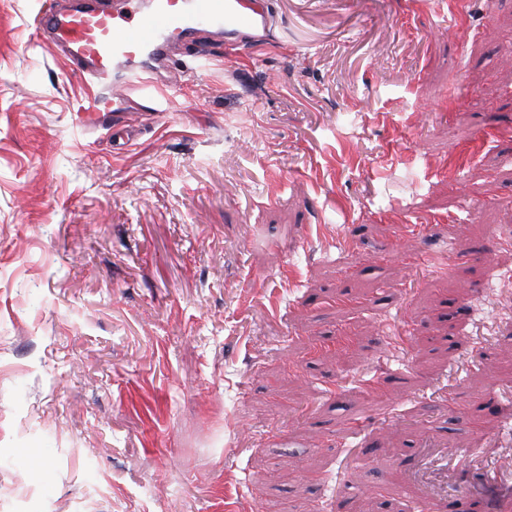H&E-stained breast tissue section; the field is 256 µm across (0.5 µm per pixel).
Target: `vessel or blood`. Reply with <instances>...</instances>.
Returning a JSON list of instances; mask_svg holds the SVG:
<instances>
[{"label": "vessel or blood", "instance_id": "vessel-or-blood-1", "mask_svg": "<svg viewBox=\"0 0 512 512\" xmlns=\"http://www.w3.org/2000/svg\"><path fill=\"white\" fill-rule=\"evenodd\" d=\"M269 22L245 0H45L34 36L70 60L86 87L77 122L96 126L103 114L139 110L133 90L158 91L175 42L204 30L225 44L244 31L268 30ZM483 481L484 512H512V458H499Z\"/></svg>", "mask_w": 512, "mask_h": 512}]
</instances>
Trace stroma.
<instances>
[{"mask_svg":"<svg viewBox=\"0 0 512 512\" xmlns=\"http://www.w3.org/2000/svg\"><path fill=\"white\" fill-rule=\"evenodd\" d=\"M43 2L0 0V512H412L512 453V0H263L108 132Z\"/></svg>","mask_w":512,"mask_h":512,"instance_id":"1","label":"stroma"}]
</instances>
